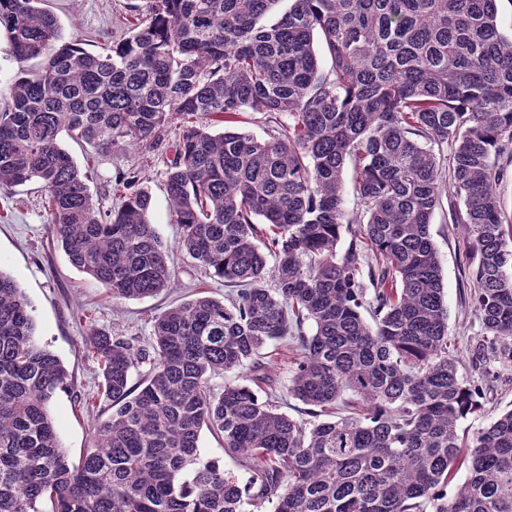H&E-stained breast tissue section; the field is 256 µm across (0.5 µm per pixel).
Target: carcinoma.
<instances>
[{
	"label": "carcinoma",
	"instance_id": "1",
	"mask_svg": "<svg viewBox=\"0 0 512 512\" xmlns=\"http://www.w3.org/2000/svg\"><path fill=\"white\" fill-rule=\"evenodd\" d=\"M40 2L0 0L8 54L39 60L0 110V188L40 183L69 261L114 301L157 296L173 288V249L140 171L118 174L105 210L60 136L114 152L156 148L173 129L178 250L231 292L169 308L143 344L90 330L110 414L73 462L49 411L67 371L0 270V512H512V410L459 434L482 386L448 354L430 232L453 194L484 330L475 360L512 361V214L498 193L512 165V35L497 0H291L270 26L260 21L278 0H140L101 53L66 40ZM241 112L278 130L258 139L199 122ZM288 339L300 350L288 393L305 418L246 384L212 385L248 365L272 386L255 356ZM346 391L348 414L318 420ZM204 429L247 484L202 456ZM459 465L467 477L450 497Z\"/></svg>",
	"mask_w": 512,
	"mask_h": 512
}]
</instances>
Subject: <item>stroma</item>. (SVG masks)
<instances>
[{
	"mask_svg": "<svg viewBox=\"0 0 512 512\" xmlns=\"http://www.w3.org/2000/svg\"><path fill=\"white\" fill-rule=\"evenodd\" d=\"M128 0H45L59 19L62 33L80 39L85 48L100 51L126 16ZM82 171L95 202L113 205L112 181L118 170H140L152 196L151 221L168 245H176L179 226L164 190L165 163L160 150L133 146L119 153H100L63 138ZM40 184L0 189V269L9 273L30 300L39 343L56 354L70 378L57 391L50 411L62 444L71 459L91 445L95 423L92 411L80 398L97 396L101 382L96 361L88 358L84 343L90 328L138 337L148 341L152 324L170 305L207 296L223 300L222 280L209 276L192 260L175 255V284L171 291L153 298L113 302L107 288L75 269L50 229ZM431 235L438 250L448 302V346L460 374L482 384L484 397L475 412L462 420L461 429L473 434L512 409V363L491 362L475 366L472 355L482 340V328L469 301L470 282L464 271L470 241L460 226L448 220L447 207H438L431 221Z\"/></svg>",
	"mask_w": 512,
	"mask_h": 512,
	"instance_id": "35a3bbf8",
	"label": "stroma"
}]
</instances>
